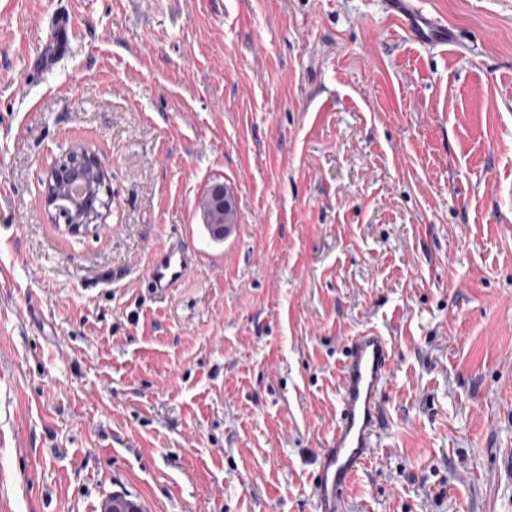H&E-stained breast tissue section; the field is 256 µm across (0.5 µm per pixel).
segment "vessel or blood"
I'll list each match as a JSON object with an SVG mask.
<instances>
[{
	"mask_svg": "<svg viewBox=\"0 0 512 512\" xmlns=\"http://www.w3.org/2000/svg\"><path fill=\"white\" fill-rule=\"evenodd\" d=\"M396 27L407 37L448 51L456 41L446 22L427 17L420 0H386ZM53 56L70 48L71 20L54 21ZM195 264L189 250L173 246L155 250L146 269V282L154 293L166 295L179 287ZM393 361L389 341L367 330L351 337L342 363L340 412L323 460L312 481L317 512H346V490L377 445L384 426L381 399Z\"/></svg>",
	"mask_w": 512,
	"mask_h": 512,
	"instance_id": "1",
	"label": "vessel or blood"
}]
</instances>
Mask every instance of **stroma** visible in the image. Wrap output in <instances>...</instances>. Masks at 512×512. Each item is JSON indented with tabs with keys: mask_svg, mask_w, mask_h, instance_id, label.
<instances>
[{
	"mask_svg": "<svg viewBox=\"0 0 512 512\" xmlns=\"http://www.w3.org/2000/svg\"><path fill=\"white\" fill-rule=\"evenodd\" d=\"M422 9L458 51L385 0H0V512H317L369 327L394 364L348 512H512V0ZM76 142L112 188L78 236L41 202ZM172 244L199 261L158 296ZM385 3L396 27L410 39L441 47L445 52L457 46L448 23L425 16L420 0H387ZM54 42L52 53L46 56L42 63H48L57 56L65 55L70 48L71 20L67 17H59L54 21ZM221 184L216 182L206 190L202 196L200 208L204 224H215L216 233H224V236H226L237 226V220L234 221L231 218L236 213V205L234 197L229 193V189L224 186V193L221 190L215 200L216 205L224 208V210L218 211L214 208L210 194L215 187L220 188ZM195 254L173 246L155 250L146 269L148 287L158 295H167L187 279L195 264Z\"/></svg>",
	"mask_w": 512,
	"mask_h": 512,
	"instance_id": "1",
	"label": "stroma"
}]
</instances>
